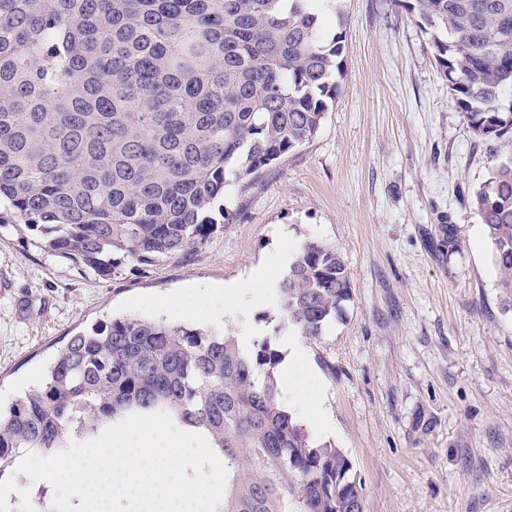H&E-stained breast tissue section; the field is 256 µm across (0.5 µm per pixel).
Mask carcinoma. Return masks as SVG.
<instances>
[{
    "instance_id": "1",
    "label": "carcinoma",
    "mask_w": 512,
    "mask_h": 512,
    "mask_svg": "<svg viewBox=\"0 0 512 512\" xmlns=\"http://www.w3.org/2000/svg\"><path fill=\"white\" fill-rule=\"evenodd\" d=\"M325 0H0V224L108 277L204 244L246 189L319 130L343 36ZM479 139L512 137V0H415ZM471 204L512 305V155ZM335 247L309 240L276 288L275 331L317 339L350 297ZM282 353L130 315L69 338L42 384L0 412V478L130 414L166 411L224 454L216 512H365L345 452L279 399Z\"/></svg>"
}]
</instances>
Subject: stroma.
Masks as SVG:
<instances>
[{
  "mask_svg": "<svg viewBox=\"0 0 512 512\" xmlns=\"http://www.w3.org/2000/svg\"><path fill=\"white\" fill-rule=\"evenodd\" d=\"M414 4L338 0L345 50L317 134L248 191L227 185L216 205L234 220L194 251L101 278L0 228V403L113 318L204 328L217 302L224 331L273 335L286 269L271 253L317 239L344 257L351 297L321 338L297 340L330 421L310 434L349 456L366 512H512V306L470 205L512 141L472 134ZM261 269L264 297L242 309L231 288Z\"/></svg>",
  "mask_w": 512,
  "mask_h": 512,
  "instance_id": "35a3bbf8",
  "label": "stroma"
}]
</instances>
